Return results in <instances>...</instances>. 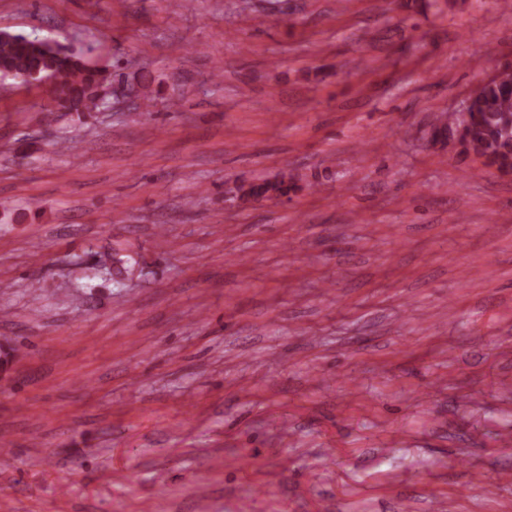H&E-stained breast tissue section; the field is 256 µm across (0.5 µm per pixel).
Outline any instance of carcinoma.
<instances>
[{
    "instance_id": "obj_1",
    "label": "carcinoma",
    "mask_w": 512,
    "mask_h": 512,
    "mask_svg": "<svg viewBox=\"0 0 512 512\" xmlns=\"http://www.w3.org/2000/svg\"><path fill=\"white\" fill-rule=\"evenodd\" d=\"M47 75L56 78L51 103L69 112H92L102 108L100 89L110 74L92 66L86 52L62 51L52 44L0 29V89L12 88L8 81L26 85ZM472 125L465 150L482 159L483 165L512 170V74L500 81L484 83L471 102ZM296 191L292 178L282 174L273 179L240 186V197L271 200ZM123 260L108 257L89 278L111 282L123 272Z\"/></svg>"
}]
</instances>
